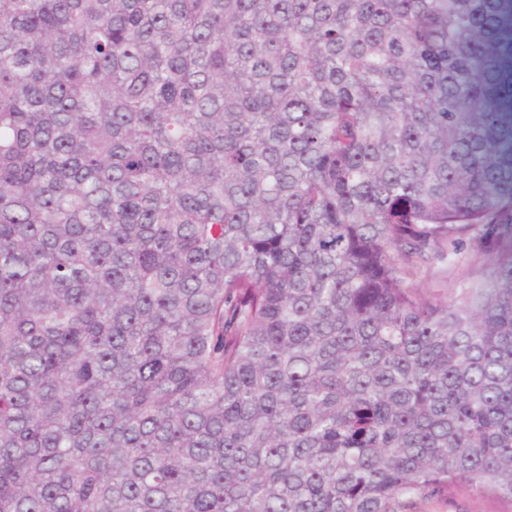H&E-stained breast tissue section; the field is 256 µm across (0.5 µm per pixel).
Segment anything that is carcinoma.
<instances>
[{
    "label": "carcinoma",
    "mask_w": 512,
    "mask_h": 512,
    "mask_svg": "<svg viewBox=\"0 0 512 512\" xmlns=\"http://www.w3.org/2000/svg\"><path fill=\"white\" fill-rule=\"evenodd\" d=\"M463 487L512 512V0H0V512ZM420 280L427 290L448 298L466 286V281L456 273H448V266L444 264L434 265Z\"/></svg>",
    "instance_id": "cac0c4a2"
}]
</instances>
